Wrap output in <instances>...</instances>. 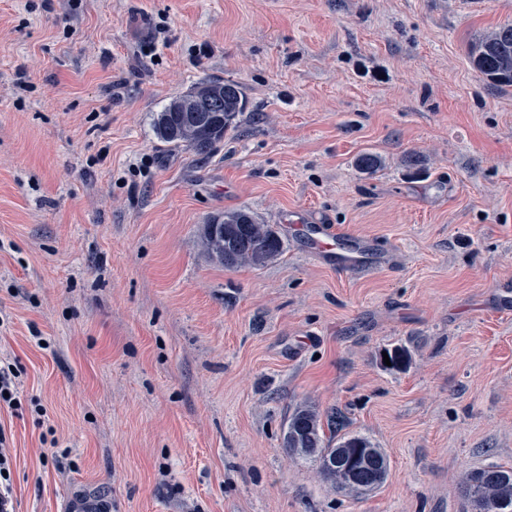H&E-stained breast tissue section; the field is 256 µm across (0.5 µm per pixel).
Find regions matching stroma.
<instances>
[{
  "label": "stroma",
  "mask_w": 512,
  "mask_h": 512,
  "mask_svg": "<svg viewBox=\"0 0 512 512\" xmlns=\"http://www.w3.org/2000/svg\"><path fill=\"white\" fill-rule=\"evenodd\" d=\"M504 24L512 0H0V358L46 409L0 411L17 512H463L464 472L512 466V87L468 58ZM204 79L239 84L235 128L161 145ZM239 208L281 259L207 254ZM313 219L377 256L319 258ZM304 402L386 450L380 488L285 453ZM382 352L388 354L391 366L384 364ZM380 364L384 370L389 372H404L412 363L413 349L410 345L399 344L391 348H384L379 353Z\"/></svg>",
  "instance_id": "obj_1"
}]
</instances>
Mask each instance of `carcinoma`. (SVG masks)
<instances>
[{"mask_svg": "<svg viewBox=\"0 0 512 512\" xmlns=\"http://www.w3.org/2000/svg\"><path fill=\"white\" fill-rule=\"evenodd\" d=\"M470 61L487 82L496 87L512 85V25L506 24L481 35L470 47ZM245 110L238 84L209 79L171 99L153 116L157 140L171 148L186 147L199 155L210 154L237 124ZM382 161L365 152L357 167L375 173ZM202 244L216 261L228 268H263L286 252L287 245L274 224L262 223L248 209L224 213L207 221ZM389 372H404L412 363L413 349L406 344L384 349ZM341 420L336 413L322 416L313 405L297 406L283 429L282 448L293 458L318 463L322 479L346 494H363L378 488L386 479L389 457L364 435L340 438ZM460 493L467 512H489L493 506L512 510V467L492 464L462 476Z\"/></svg>", "mask_w": 512, "mask_h": 512, "instance_id": "1", "label": "carcinoma"}]
</instances>
